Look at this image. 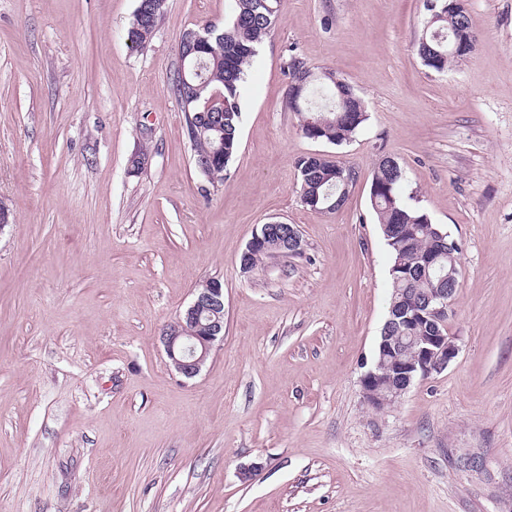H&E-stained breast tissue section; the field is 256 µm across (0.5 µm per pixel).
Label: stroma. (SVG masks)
Listing matches in <instances>:
<instances>
[{
  "instance_id": "35a3bbf8",
  "label": "stroma",
  "mask_w": 512,
  "mask_h": 512,
  "mask_svg": "<svg viewBox=\"0 0 512 512\" xmlns=\"http://www.w3.org/2000/svg\"><path fill=\"white\" fill-rule=\"evenodd\" d=\"M136 5L0 0V512H512V0H466L476 49L444 73L416 51L426 0H282L208 192L171 85L182 33L223 25L231 0H167L142 50ZM293 56L353 85L352 141L302 134ZM311 153L357 174L338 210L301 201ZM386 156L462 275L456 358L375 409L360 379L391 294L369 203ZM270 222L297 226L301 255L242 273ZM209 278L224 340L187 379L161 336ZM142 1L143 0H138V5L134 12L133 20L128 32V37L131 41V44L139 49L145 48L147 44L151 41L157 26L159 25L164 16V14H161L157 17V19L154 22H147L145 24L139 23V25H137L135 23L136 12L138 11V8L141 5Z\"/></svg>"
}]
</instances>
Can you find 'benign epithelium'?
<instances>
[{
  "mask_svg": "<svg viewBox=\"0 0 512 512\" xmlns=\"http://www.w3.org/2000/svg\"><path fill=\"white\" fill-rule=\"evenodd\" d=\"M284 237L291 245H301L298 228L293 224H264L262 234L249 242L254 245L264 237ZM438 253L428 264L437 284L423 300L413 297L401 300L402 307L390 309L381 341L379 360L361 378L364 400L372 407L397 402L418 380L440 373L457 356L455 338L441 333L410 336V325L418 322H440L449 317L458 288L459 271L444 270ZM224 339V285L209 279L194 289L188 307L179 314L162 336L170 365L181 376L196 377L206 365L214 344Z\"/></svg>",
  "mask_w": 512,
  "mask_h": 512,
  "instance_id": "obj_1",
  "label": "benign epithelium"
}]
</instances>
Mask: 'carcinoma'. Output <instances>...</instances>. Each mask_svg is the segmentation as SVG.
<instances>
[{
    "label": "carcinoma",
    "mask_w": 512,
    "mask_h": 512,
    "mask_svg": "<svg viewBox=\"0 0 512 512\" xmlns=\"http://www.w3.org/2000/svg\"><path fill=\"white\" fill-rule=\"evenodd\" d=\"M232 10L224 26L212 25L213 36L203 51L190 56L186 75L176 74L173 92L183 111L196 113L210 105V112L222 122L220 129L194 127L185 120V136L193 150L194 162L222 151L217 162L208 168H197L204 182L211 178L224 180V172L238 150L241 124V88L247 69L253 64L258 48L269 36L280 13L281 0H231ZM157 17L145 24L131 23L128 37L131 44L143 49L151 41L161 22ZM459 31L453 17L434 23L425 33L428 44L435 49L421 56L428 69L441 73L448 70L454 57L448 55V40ZM290 85L287 104L299 116L301 131L307 138H316L340 145L350 140L367 120L366 108L352 86L334 73L320 81L307 82L306 64L297 57L288 64ZM300 182L301 199L307 207L322 212L328 201L337 199L343 182L336 178V168L312 155L295 161ZM404 170L397 165L390 169L378 164L372 177L370 203L376 214L397 275L391 277L390 305L404 297L423 298L435 286L432 275L425 273L428 255L434 251L437 230L429 215L420 208L406 204L400 190ZM274 256L271 247H258L241 256V263L251 269Z\"/></svg>",
    "instance_id": "carcinoma-1"
}]
</instances>
